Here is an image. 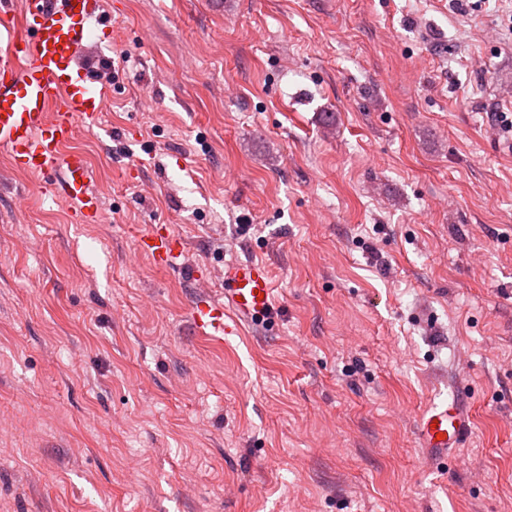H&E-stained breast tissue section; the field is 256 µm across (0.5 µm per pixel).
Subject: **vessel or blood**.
Masks as SVG:
<instances>
[{
	"label": "vessel or blood",
	"mask_w": 512,
	"mask_h": 512,
	"mask_svg": "<svg viewBox=\"0 0 512 512\" xmlns=\"http://www.w3.org/2000/svg\"><path fill=\"white\" fill-rule=\"evenodd\" d=\"M106 27L102 0H25L20 18L0 12V149L18 168L48 179L54 194L91 223L100 218L101 198L90 186L84 156L68 145L77 123L95 125L108 106L93 72L79 63L81 47ZM135 246L161 268L186 267V244L167 225H152ZM221 279L223 302L202 295L190 304L197 335L235 336L242 325L274 321L272 275L265 263H227ZM470 429L471 412L455 392L421 415L420 445L438 463Z\"/></svg>",
	"instance_id": "1"
}]
</instances>
